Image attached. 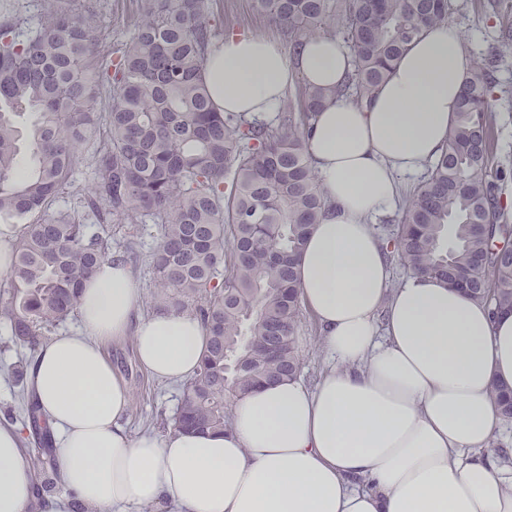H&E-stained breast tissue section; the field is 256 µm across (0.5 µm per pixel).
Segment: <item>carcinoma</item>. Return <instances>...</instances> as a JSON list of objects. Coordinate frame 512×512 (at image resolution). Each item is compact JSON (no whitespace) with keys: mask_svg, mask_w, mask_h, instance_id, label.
Returning a JSON list of instances; mask_svg holds the SVG:
<instances>
[{"mask_svg":"<svg viewBox=\"0 0 512 512\" xmlns=\"http://www.w3.org/2000/svg\"><path fill=\"white\" fill-rule=\"evenodd\" d=\"M295 53L332 34L348 47L343 88L299 85L279 122L215 111L201 77L216 37L210 0H146L129 38L107 44L84 0H49L39 23L0 24V219L27 220L0 317L35 351L77 310L85 282L112 261L110 224L161 225L152 254L165 307L189 310L207 333L175 425L222 430L230 396L298 375L301 299L294 265L324 214L303 150L314 112L333 96L370 103L452 0H253ZM495 67L474 63L446 149L406 198L389 240L413 274L437 277L494 314L512 312V225L502 223L494 168ZM109 90L108 111L97 109ZM98 140L80 205L54 211L77 152ZM36 505L50 491L52 438L29 402Z\"/></svg>","mask_w":512,"mask_h":512,"instance_id":"obj_1","label":"carcinoma"}]
</instances>
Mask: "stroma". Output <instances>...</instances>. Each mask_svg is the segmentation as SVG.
Listing matches in <instances>:
<instances>
[{
	"instance_id": "obj_1",
	"label": "stroma",
	"mask_w": 512,
	"mask_h": 512,
	"mask_svg": "<svg viewBox=\"0 0 512 512\" xmlns=\"http://www.w3.org/2000/svg\"><path fill=\"white\" fill-rule=\"evenodd\" d=\"M97 20L109 41H124L133 31V24L142 12L143 0H96ZM457 10L448 18L459 28L466 46L474 57L498 53L501 59L498 77L501 92L495 93L492 110L495 115V162L507 172L504 196L509 202L505 218L512 224V44L503 45L499 34L507 23H512V0H456ZM212 11L218 28L234 25L258 36L277 34L275 25L259 16L253 0H213ZM112 249L121 251L127 242H134L138 259L132 270L140 289L141 313L155 312L154 292L157 276L151 264V254L160 239V229L153 223L115 224L111 227ZM298 352L303 362L301 372L306 382H314L327 364V356L320 344L318 328L309 314H302L296 333ZM114 365L119 368L132 388V404L123 420L130 433L151 431L165 436L175 426L177 409L181 403L182 385H168L151 378L142 371L133 358V342L125 340L111 352ZM29 350L16 343L9 326L0 320V423L24 426L27 420L26 404L30 397L27 380H15L11 369L28 361Z\"/></svg>"
}]
</instances>
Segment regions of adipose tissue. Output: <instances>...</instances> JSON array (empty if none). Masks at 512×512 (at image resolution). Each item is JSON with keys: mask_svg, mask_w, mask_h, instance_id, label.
Returning a JSON list of instances; mask_svg holds the SVG:
<instances>
[{"mask_svg": "<svg viewBox=\"0 0 512 512\" xmlns=\"http://www.w3.org/2000/svg\"><path fill=\"white\" fill-rule=\"evenodd\" d=\"M351 55L333 35L290 53L275 38L233 32L208 49L202 77L216 111L264 117L302 83L331 89ZM473 57L455 25L428 28L359 108L338 98L316 112L305 154L325 212L295 268L301 301L330 357L315 384L294 377L234 397L223 430L131 435L132 392L109 344L133 338L161 382L194 377L206 331L186 312L139 315L120 260L86 282L76 333L43 343L29 392L55 438L69 497L41 512L127 505L166 512H512V466L491 455L500 416L493 387L512 390V313L431 276L391 284L370 228L447 147ZM22 429L0 425V512L35 498Z\"/></svg>", "mask_w": 512, "mask_h": 512, "instance_id": "ef3b65f1", "label": "adipose tissue"}]
</instances>
